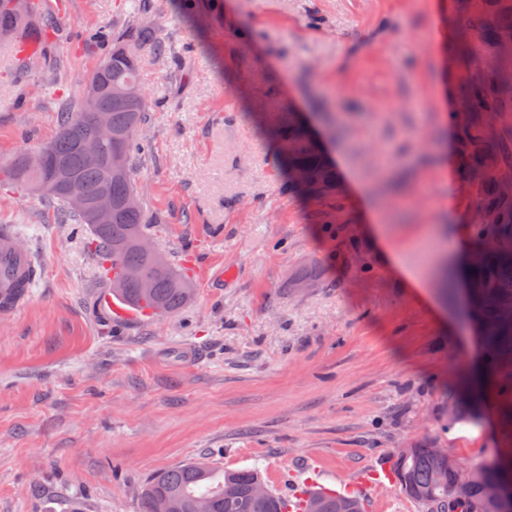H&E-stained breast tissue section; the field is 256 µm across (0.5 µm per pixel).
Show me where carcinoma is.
<instances>
[{
  "mask_svg": "<svg viewBox=\"0 0 512 512\" xmlns=\"http://www.w3.org/2000/svg\"><path fill=\"white\" fill-rule=\"evenodd\" d=\"M52 16H41L26 6L18 15L0 4V44L19 39L35 43L45 41L52 30ZM461 37L488 45H501V34L512 31V16L489 17L480 13L461 21ZM148 46L160 55L162 43L153 29L141 26L134 37L111 38V48L97 65L88 86L99 89L97 105L85 94L59 115L58 133L38 154L58 164L73 178L87 201H93L107 187L112 193V221L93 224L89 215L69 204L63 188L45 182L43 167L35 154L21 149L0 161V183L30 192L40 184L38 196L55 204L60 212L85 226L92 243L112 262V297L121 304L154 316H168L185 308L193 297L190 279L163 253L146 255L138 247L149 235L145 202L131 205L129 198L140 187L132 178V160L138 149L136 135L145 118L143 94L129 98L118 89L139 84L141 49ZM469 102L470 116L463 126L462 152L468 160L473 179L488 186L482 210L492 226L479 234L472 251L477 260L468 266L465 290L476 303L479 320L486 327L482 336L492 376L512 388V183L497 180L488 165L491 159L512 156V132L496 137L486 135L484 117L512 108V52L501 50L488 75H480L461 88ZM112 114V135L123 146V168L110 169L107 159L110 144L99 146L95 161L81 147L91 125L94 108ZM271 138L280 148V165L288 175V188L298 194L321 196L336 186V172L299 125L293 113L271 130ZM301 171L306 180L296 182L293 173ZM482 386L465 380L458 390L448 393V424L470 414ZM402 492L414 500L422 512H499L491 489L500 480L495 464H477L469 468V478L460 483L455 470L427 443L404 448L394 463ZM257 484H265L260 472L252 468L226 470L205 461L176 466L154 474L142 489V512H152L157 498L168 500L173 512H197L202 504L210 512H336V504L347 505L350 512H364L363 502L351 495L307 490L304 498L292 501L274 490L262 499L249 496Z\"/></svg>",
  "mask_w": 512,
  "mask_h": 512,
  "instance_id": "carcinoma-1",
  "label": "carcinoma"
}]
</instances>
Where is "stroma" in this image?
<instances>
[{
    "instance_id": "stroma-1",
    "label": "stroma",
    "mask_w": 512,
    "mask_h": 512,
    "mask_svg": "<svg viewBox=\"0 0 512 512\" xmlns=\"http://www.w3.org/2000/svg\"><path fill=\"white\" fill-rule=\"evenodd\" d=\"M47 59L0 64V160L57 132L109 46L153 27L133 177L151 236L195 294L183 312L116 318L78 224L0 186L41 277L0 313V512H141L154 473L206 457L281 494L335 488L417 442L463 466L512 448V389L448 421V382L484 371L462 306L413 286L441 245L471 244L482 184L452 145L457 88L490 68L455 30L512 0H65ZM303 122L336 172L327 196L288 189L266 132ZM400 254L395 264L392 254ZM315 265L302 291L292 276Z\"/></svg>"
}]
</instances>
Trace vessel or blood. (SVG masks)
Here are the masks:
<instances>
[{
	"instance_id": "obj_1",
	"label": "vessel or blood",
	"mask_w": 512,
	"mask_h": 512,
	"mask_svg": "<svg viewBox=\"0 0 512 512\" xmlns=\"http://www.w3.org/2000/svg\"><path fill=\"white\" fill-rule=\"evenodd\" d=\"M15 238L12 225H0V292L10 295L12 308L17 309L29 300L41 270L27 250H11L10 245ZM394 482L392 465L383 459L367 471L361 485L379 487L390 486Z\"/></svg>"
}]
</instances>
